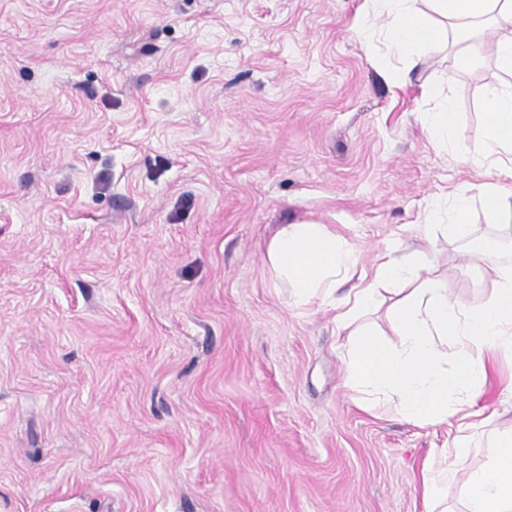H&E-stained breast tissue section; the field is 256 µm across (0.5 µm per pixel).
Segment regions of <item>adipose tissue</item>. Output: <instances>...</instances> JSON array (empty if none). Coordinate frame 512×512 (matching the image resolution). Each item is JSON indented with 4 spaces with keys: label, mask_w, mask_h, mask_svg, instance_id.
Wrapping results in <instances>:
<instances>
[{
    "label": "adipose tissue",
    "mask_w": 512,
    "mask_h": 512,
    "mask_svg": "<svg viewBox=\"0 0 512 512\" xmlns=\"http://www.w3.org/2000/svg\"><path fill=\"white\" fill-rule=\"evenodd\" d=\"M390 49L409 56L453 46L458 67L472 69L483 59L484 32L496 37V65L512 77V0H380ZM486 137L496 153L512 157V89L485 93ZM265 261L277 284L291 288V306L313 297L332 301L338 285L357 277L358 286L337 303L336 320L346 335L345 384L367 400L390 402L405 419L443 423L449 416L480 418L490 358L512 351V266L474 255L481 293L471 302L453 301L430 266L379 254L363 266L358 251L325 224H286L270 241ZM389 305H382L384 287ZM334 301V300H333ZM385 306L393 342L359 326L366 313ZM488 463L468 470L462 485L463 512H512V429L493 439ZM456 463L440 459L423 478L430 512H449L448 483Z\"/></svg>",
    "instance_id": "ef3b65f1"
}]
</instances>
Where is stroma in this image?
Returning a JSON list of instances; mask_svg holds the SVG:
<instances>
[{"label":"stroma","instance_id":"obj_1","mask_svg":"<svg viewBox=\"0 0 512 512\" xmlns=\"http://www.w3.org/2000/svg\"><path fill=\"white\" fill-rule=\"evenodd\" d=\"M364 0H0V512H425L456 419L416 424L344 385L335 308L265 262L327 224L478 294L512 259L477 188L484 93L452 52L393 86ZM434 85L461 152L421 126ZM472 196L469 241L440 227ZM512 427V352L479 401Z\"/></svg>","mask_w":512,"mask_h":512}]
</instances>
